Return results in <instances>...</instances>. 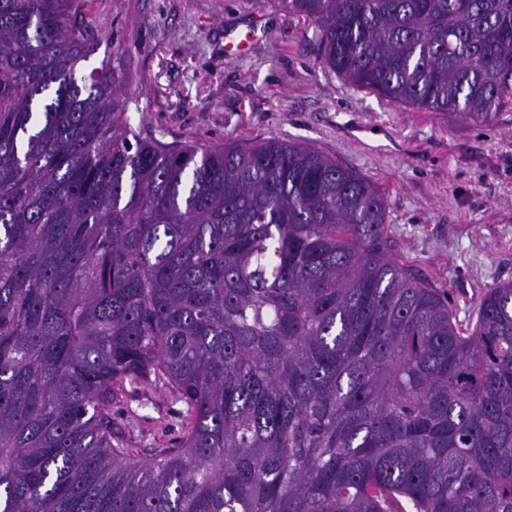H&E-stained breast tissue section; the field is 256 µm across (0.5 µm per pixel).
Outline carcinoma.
<instances>
[{
  "instance_id": "obj_1",
  "label": "carcinoma",
  "mask_w": 512,
  "mask_h": 512,
  "mask_svg": "<svg viewBox=\"0 0 512 512\" xmlns=\"http://www.w3.org/2000/svg\"><path fill=\"white\" fill-rule=\"evenodd\" d=\"M94 0H0V512H512V281L462 326L384 194L292 142L127 126ZM324 64L490 124L512 0H277ZM188 408L141 463L126 384Z\"/></svg>"
}]
</instances>
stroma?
Listing matches in <instances>:
<instances>
[{
  "label": "stroma",
  "mask_w": 512,
  "mask_h": 512,
  "mask_svg": "<svg viewBox=\"0 0 512 512\" xmlns=\"http://www.w3.org/2000/svg\"><path fill=\"white\" fill-rule=\"evenodd\" d=\"M99 48L119 53L129 126L203 146L281 138L353 168L387 198L393 250L444 290L460 324L487 288L512 280V108L490 125L417 111L326 68L313 25L272 0H97ZM264 36L227 52L225 36ZM186 406L166 388L126 387L112 427L137 460L174 448Z\"/></svg>",
  "instance_id": "35a3bbf8"
}]
</instances>
